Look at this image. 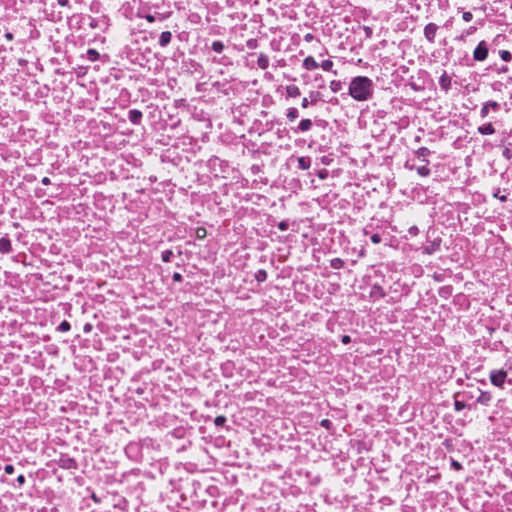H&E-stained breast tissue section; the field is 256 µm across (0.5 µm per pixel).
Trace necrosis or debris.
Instances as JSON below:
<instances>
[{"mask_svg": "<svg viewBox=\"0 0 512 512\" xmlns=\"http://www.w3.org/2000/svg\"><path fill=\"white\" fill-rule=\"evenodd\" d=\"M0 512H512V0H0Z\"/></svg>", "mask_w": 512, "mask_h": 512, "instance_id": "necrosis-or-debris-1", "label": "necrosis or debris"}]
</instances>
